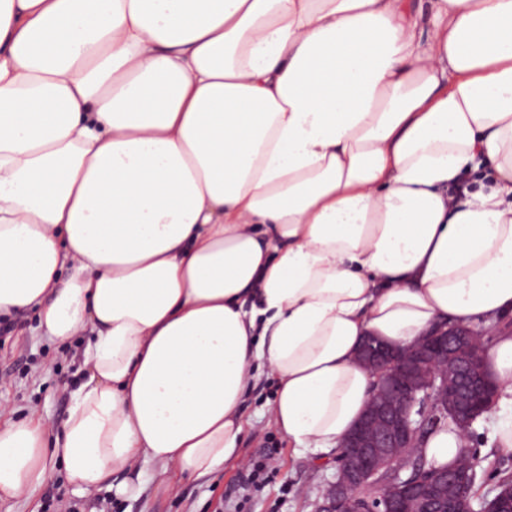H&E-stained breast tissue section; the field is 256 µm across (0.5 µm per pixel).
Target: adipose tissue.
<instances>
[{"mask_svg": "<svg viewBox=\"0 0 512 512\" xmlns=\"http://www.w3.org/2000/svg\"><path fill=\"white\" fill-rule=\"evenodd\" d=\"M470 187L453 195L461 181ZM86 337L0 501L238 459L262 376L336 446L363 340L512 314V0H0V315ZM512 404V334L485 352Z\"/></svg>", "mask_w": 512, "mask_h": 512, "instance_id": "ef3b65f1", "label": "adipose tissue"}]
</instances>
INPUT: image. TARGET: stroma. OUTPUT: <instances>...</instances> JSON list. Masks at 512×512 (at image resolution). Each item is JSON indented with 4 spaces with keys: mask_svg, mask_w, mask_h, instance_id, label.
Here are the masks:
<instances>
[{
    "mask_svg": "<svg viewBox=\"0 0 512 512\" xmlns=\"http://www.w3.org/2000/svg\"><path fill=\"white\" fill-rule=\"evenodd\" d=\"M34 311L0 319V422L37 411L49 423L68 414L70 391L79 380L82 347L37 336ZM274 381L264 378L245 403L246 430L241 460L225 463L214 476L187 477L172 470L159 475L140 462L124 473L133 494L112 498L106 491L89 497L73 494L65 478L50 490L0 502V512H313L336 471V454L289 447L275 426L270 404Z\"/></svg>",
    "mask_w": 512,
    "mask_h": 512,
    "instance_id": "1",
    "label": "stroma"
}]
</instances>
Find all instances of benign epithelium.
Wrapping results in <instances>:
<instances>
[{
    "instance_id": "1",
    "label": "benign epithelium",
    "mask_w": 512,
    "mask_h": 512,
    "mask_svg": "<svg viewBox=\"0 0 512 512\" xmlns=\"http://www.w3.org/2000/svg\"><path fill=\"white\" fill-rule=\"evenodd\" d=\"M481 333L468 326L439 327L407 348L369 337L359 364L377 378L358 423L339 442L333 481L316 500V512H455L463 499L474 512L472 474L452 467L431 477L406 474L417 441L415 414L472 427L490 411L497 387L487 379Z\"/></svg>"
}]
</instances>
